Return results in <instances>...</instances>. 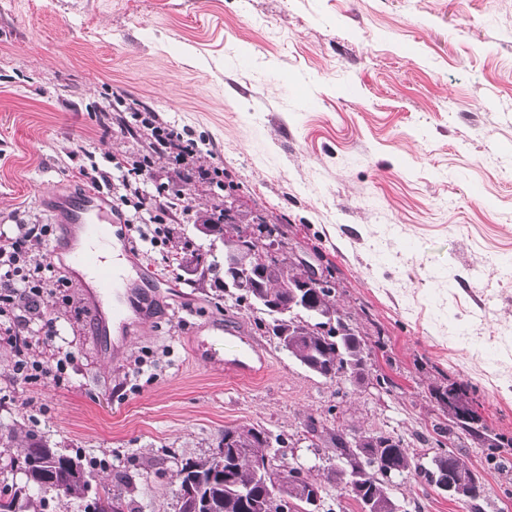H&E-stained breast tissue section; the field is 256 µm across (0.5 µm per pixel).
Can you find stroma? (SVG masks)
I'll list each match as a JSON object with an SVG mask.
<instances>
[{
  "instance_id": "obj_1",
  "label": "stroma",
  "mask_w": 512,
  "mask_h": 512,
  "mask_svg": "<svg viewBox=\"0 0 512 512\" xmlns=\"http://www.w3.org/2000/svg\"><path fill=\"white\" fill-rule=\"evenodd\" d=\"M135 109L184 130L233 183L178 181L156 159L152 181L174 182L194 214L286 216L293 271L332 276L352 323L369 312L385 342L371 363L395 388L367 379L337 397L218 283L177 282L194 251L224 259L178 220L164 249L129 237L160 290L116 357L90 334L89 284L57 264L70 286L42 309L74 363L63 385H28L0 342V430L20 422L99 461L95 482L124 475L136 512H178L181 460L241 424L281 436L319 483L332 462L310 447L309 419L421 447L448 422L432 391L450 380L512 437V0H0V233L52 225L51 254L64 236L54 196L89 191L80 167L150 154L143 136L102 128ZM217 318L241 338L214 335ZM245 340L259 374L195 352L230 359ZM454 446L483 497L463 505L409 475L392 488L402 512H512V462Z\"/></svg>"
}]
</instances>
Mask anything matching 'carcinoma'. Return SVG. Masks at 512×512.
<instances>
[{"instance_id": "obj_1", "label": "carcinoma", "mask_w": 512, "mask_h": 512, "mask_svg": "<svg viewBox=\"0 0 512 512\" xmlns=\"http://www.w3.org/2000/svg\"><path fill=\"white\" fill-rule=\"evenodd\" d=\"M233 217L224 211V223L210 232L219 235L224 255L247 250L241 236L226 234ZM279 218L259 216L254 233L287 243ZM205 272L212 275L222 291L248 301L257 313L256 324L269 328L275 337L288 336L286 352L301 366L332 385L344 381L362 382L368 375L372 346L368 335L350 323L332 304L333 288L327 279L316 288L302 290L313 274L288 270V251L273 263L255 261L254 266L223 270L216 261ZM434 397L448 414V426H433L438 452L430 458L405 446L403 440L384 432H369L368 447L358 448L346 441L344 430L309 419L306 433L313 445L325 448L338 462L327 476L340 495L354 500L359 512H393L392 477L413 475L429 486L455 473L463 482L470 499L483 494L482 477L467 467L454 449L445 447L442 438L453 440L465 435L483 448L486 456L497 463L505 460L503 449L512 448V438L487 429L473 410L469 391L462 387H437ZM232 439L233 447L223 457L214 454L182 460L177 470L176 495L179 512H302L318 508L325 488L311 481L302 466L285 461L281 452L283 439L272 437L267 430L253 424L224 429L218 447ZM0 447L14 448L11 467L20 471L24 484L14 488L12 499L0 503V512H44L47 495L59 502L82 501L88 494L93 512H133L124 494V480L92 485L93 471L78 456L64 454L48 441L14 424L0 432ZM268 458V467L258 470L256 459Z\"/></svg>"}]
</instances>
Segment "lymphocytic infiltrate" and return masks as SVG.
Instances as JSON below:
<instances>
[{
	"instance_id": "lymphocytic-infiltrate-1",
	"label": "lymphocytic infiltrate",
	"mask_w": 512,
	"mask_h": 512,
	"mask_svg": "<svg viewBox=\"0 0 512 512\" xmlns=\"http://www.w3.org/2000/svg\"><path fill=\"white\" fill-rule=\"evenodd\" d=\"M133 127L151 140L154 154L170 161L179 179L222 185L223 168L203 162L195 140L173 126L157 123L149 113L132 112L130 120L119 124L123 132ZM112 164L119 173L115 181L95 165L81 168L80 174L94 189L111 185L112 206L122 212L129 231L139 234L144 225L171 223L177 209L183 216H191V208L181 206L179 197L171 195L169 184L146 190L151 156L136 160L116 157ZM50 233L49 225L23 224L17 236L0 235V338L11 348L17 377L58 385L73 358L58 346L56 322L44 316L41 303L45 295L60 291L66 282L51 278L52 262L32 250L33 244L45 241Z\"/></svg>"
}]
</instances>
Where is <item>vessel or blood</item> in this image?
<instances>
[{"label":"vessel or blood","instance_id":"b4317fda","mask_svg":"<svg viewBox=\"0 0 512 512\" xmlns=\"http://www.w3.org/2000/svg\"><path fill=\"white\" fill-rule=\"evenodd\" d=\"M67 222L62 250L77 269L91 273L95 304L90 307L93 335L105 337L110 326L125 328L133 313L149 307L157 285L146 280L138 288H129V236L123 218L108 207L102 195L89 193L67 204ZM119 242L112 257H103L97 244Z\"/></svg>","mask_w":512,"mask_h":512}]
</instances>
